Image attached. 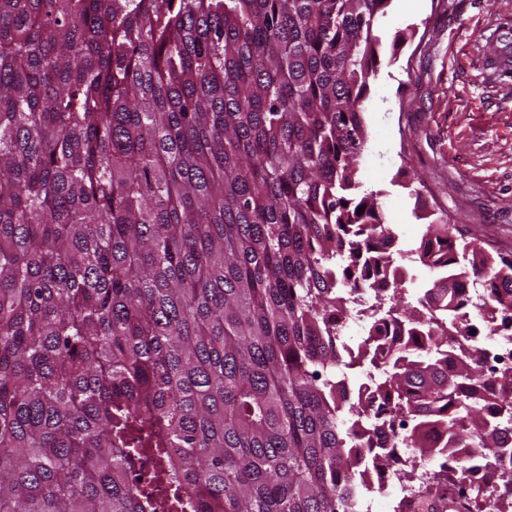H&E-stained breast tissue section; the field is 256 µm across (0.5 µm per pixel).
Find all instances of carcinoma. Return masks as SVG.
Wrapping results in <instances>:
<instances>
[{
	"instance_id": "1",
	"label": "carcinoma",
	"mask_w": 512,
	"mask_h": 512,
	"mask_svg": "<svg viewBox=\"0 0 512 512\" xmlns=\"http://www.w3.org/2000/svg\"><path fill=\"white\" fill-rule=\"evenodd\" d=\"M387 2L0 0V512H354L364 436L409 420L448 459L425 493L480 494L512 369L448 351L512 336V261L430 224L405 303L356 181ZM355 288L368 335L426 341L371 410L338 378ZM350 300L351 312H348L347 318L339 323L341 333L348 329L351 323H359L363 317H368L369 309L375 305V300L368 295L367 290L364 288L353 289Z\"/></svg>"
}]
</instances>
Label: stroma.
Listing matches in <instances>:
<instances>
[{
	"instance_id": "35a3bbf8",
	"label": "stroma",
	"mask_w": 512,
	"mask_h": 512,
	"mask_svg": "<svg viewBox=\"0 0 512 512\" xmlns=\"http://www.w3.org/2000/svg\"><path fill=\"white\" fill-rule=\"evenodd\" d=\"M512 0H389L362 104L360 193L399 245L429 223L512 258Z\"/></svg>"
}]
</instances>
